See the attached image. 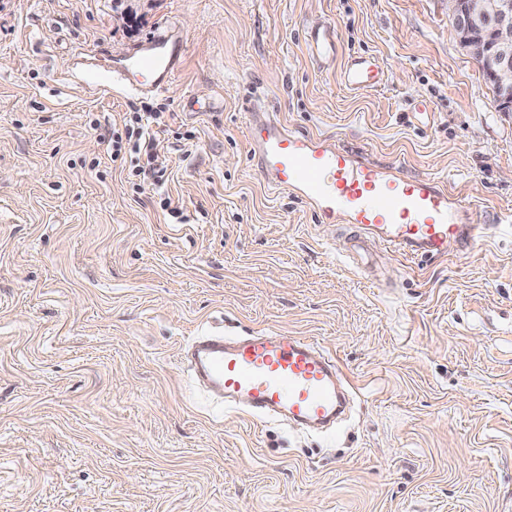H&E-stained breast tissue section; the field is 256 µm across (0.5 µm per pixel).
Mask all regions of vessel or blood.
<instances>
[{"mask_svg": "<svg viewBox=\"0 0 512 512\" xmlns=\"http://www.w3.org/2000/svg\"><path fill=\"white\" fill-rule=\"evenodd\" d=\"M305 47L316 64L337 55L334 22L309 26ZM185 46L174 24L127 51L121 67L91 69L94 85H121L128 94L167 90ZM340 78L350 90L384 84L386 71L372 56H355ZM249 157L272 188L304 200L325 224H348L354 240L377 239L396 255H446L449 243H474L486 227L471 223L467 208L440 181L402 176L394 165L372 163L327 137L289 130L277 115L246 114ZM191 378L217 404H242L253 413L295 427L326 431L351 410L353 390L335 358L302 336H201L185 351Z\"/></svg>", "mask_w": 512, "mask_h": 512, "instance_id": "vessel-or-blood-1", "label": "vessel or blood"}]
</instances>
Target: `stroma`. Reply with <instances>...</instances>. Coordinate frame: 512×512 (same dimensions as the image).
<instances>
[{"label": "stroma", "mask_w": 512, "mask_h": 512, "mask_svg": "<svg viewBox=\"0 0 512 512\" xmlns=\"http://www.w3.org/2000/svg\"><path fill=\"white\" fill-rule=\"evenodd\" d=\"M170 20L166 92L87 84L81 57L120 65ZM354 53L387 83L348 90ZM249 107L498 230L352 264L348 225L255 170ZM134 108L175 116L163 184L112 159ZM215 332L314 339L351 417L314 435L214 404L181 354ZM0 512H512V112L442 0H0ZM305 47L317 65H322L337 55L336 25L323 21L309 26L305 32Z\"/></svg>", "instance_id": "35a3bbf8"}]
</instances>
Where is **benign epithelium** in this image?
<instances>
[{
  "label": "benign epithelium",
  "instance_id": "7a95c632",
  "mask_svg": "<svg viewBox=\"0 0 512 512\" xmlns=\"http://www.w3.org/2000/svg\"><path fill=\"white\" fill-rule=\"evenodd\" d=\"M461 44L483 61L500 108L512 112V0H444Z\"/></svg>",
  "mask_w": 512,
  "mask_h": 512
}]
</instances>
